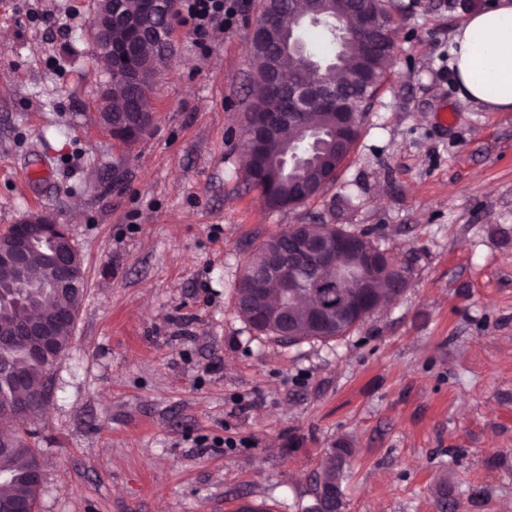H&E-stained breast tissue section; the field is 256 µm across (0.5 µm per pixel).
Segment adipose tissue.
Returning <instances> with one entry per match:
<instances>
[{"mask_svg":"<svg viewBox=\"0 0 512 512\" xmlns=\"http://www.w3.org/2000/svg\"><path fill=\"white\" fill-rule=\"evenodd\" d=\"M453 67L462 97L512 110V0H496L459 27Z\"/></svg>","mask_w":512,"mask_h":512,"instance_id":"obj_1","label":"adipose tissue"}]
</instances>
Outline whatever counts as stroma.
<instances>
[{
  "mask_svg": "<svg viewBox=\"0 0 512 512\" xmlns=\"http://www.w3.org/2000/svg\"><path fill=\"white\" fill-rule=\"evenodd\" d=\"M388 2L393 63L336 181L273 210L241 163L258 0L204 49L174 26L129 146L97 119L98 0H0V234L67 225L86 280L24 425L35 512H310L339 447L344 512H439L442 479L455 512H512V112L461 99L451 54L493 0ZM310 223L372 231L409 285L335 338L259 334L245 261ZM350 453V449L347 448H333L326 465L317 477L326 483L336 485V490L340 494H342L341 484L343 479V464Z\"/></svg>",
  "mask_w": 512,
  "mask_h": 512,
  "instance_id": "obj_1",
  "label": "stroma"
}]
</instances>
